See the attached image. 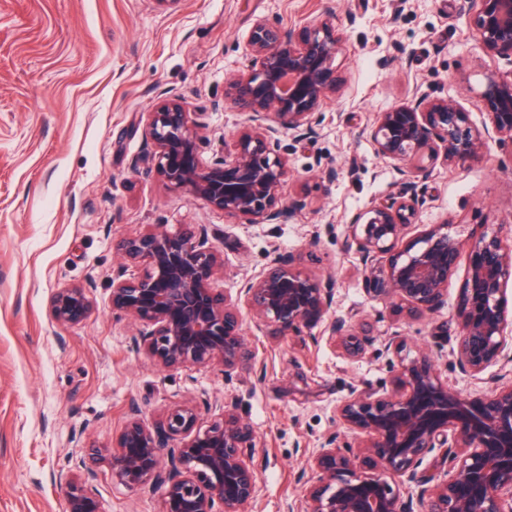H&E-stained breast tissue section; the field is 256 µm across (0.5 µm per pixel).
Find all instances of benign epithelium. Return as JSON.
<instances>
[{
  "instance_id": "7a95c632",
  "label": "benign epithelium",
  "mask_w": 512,
  "mask_h": 512,
  "mask_svg": "<svg viewBox=\"0 0 512 512\" xmlns=\"http://www.w3.org/2000/svg\"><path fill=\"white\" fill-rule=\"evenodd\" d=\"M468 17L481 49L512 65V0H470ZM343 44L332 9L297 34L257 22L249 36L254 69L224 78V106L248 113V123L204 162L197 153L200 113L188 111L178 97L160 98L144 129L157 173L228 216L250 224L284 223L302 204L282 202L287 159L281 137L305 139L316 132L321 107L344 83L336 64ZM480 97L490 108L489 127L473 125L454 101L417 87L407 103L377 113L360 128L379 156L407 163L402 173L408 197L355 214L346 237L347 250L362 266L365 292L397 300L410 319L441 308L448 278L467 259L457 354L461 370L476 379L509 358L512 343V316L504 306V288L512 280L505 225L464 237L451 224H436L403 249L396 245L416 223L423 205L417 178L429 167L439 160L465 166L493 138L512 143V70L486 74ZM119 251L138 275L122 272L112 279V306L145 325L140 343L162 368L220 363L229 375L251 362L242 336L244 309L283 336L321 327L352 357L374 343L367 332L333 315L332 277L317 276L280 254L236 294L214 287L224 260L204 224L174 231L157 225L121 241ZM90 309L86 289L70 286L54 294L50 314L56 324L71 325ZM382 347L398 358L391 390L360 392L336 406L357 445L340 447L331 436L308 457L300 475L306 512H512V384L465 397L440 377L430 356L402 357L400 333L385 337ZM199 421L195 407L179 406L151 427L132 406L116 445L105 449L112 481L130 489L165 488L164 512H249L258 493L250 427L228 404L209 425ZM175 439L179 444L170 445ZM436 448L445 449L454 471L446 484L417 479V468ZM404 475L416 486L405 500L395 483ZM50 478L64 491L66 512H98L97 473L85 462L76 470L59 466Z\"/></svg>"
}]
</instances>
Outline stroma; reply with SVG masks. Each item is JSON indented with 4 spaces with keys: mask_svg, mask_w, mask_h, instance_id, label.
<instances>
[{
    "mask_svg": "<svg viewBox=\"0 0 512 512\" xmlns=\"http://www.w3.org/2000/svg\"><path fill=\"white\" fill-rule=\"evenodd\" d=\"M334 8L346 42L344 85L322 106L310 138L284 136V200L303 206L282 224H249L172 189L156 172L143 130L160 95L184 99L206 126L203 160L223 148L245 113L220 108L227 75L251 70L248 36L260 20L300 28ZM512 66L481 49L466 0H0V512H65L50 472L68 457L113 446L137 404L151 426L170 408L233 404L253 430L259 479L252 512H285L300 499L306 457L328 436L348 439L336 406L353 391H379L392 358L361 357L306 330L276 334L245 316L250 363L164 369L135 338L139 321L113 309L118 244L148 225L204 224L224 258L220 288L236 292L271 260L332 276L334 311L382 337L404 335L408 357L430 354L444 380L468 397L512 362L481 378L457 362V306L467 267L448 280L444 306L425 319L393 300L371 299L361 266L344 250L350 216L400 197L404 178L358 131L374 115L410 100L415 87L453 99L473 124H488L484 76ZM335 166L322 179L315 161ZM424 205L411 243L431 225L464 231L512 226V145L490 144L464 167L435 164L419 184ZM84 286L93 303L80 323H53L58 289ZM110 459L97 466L100 512H162L163 488L113 483Z\"/></svg>",
    "mask_w": 512,
    "mask_h": 512,
    "instance_id": "stroma-1",
    "label": "stroma"
}]
</instances>
